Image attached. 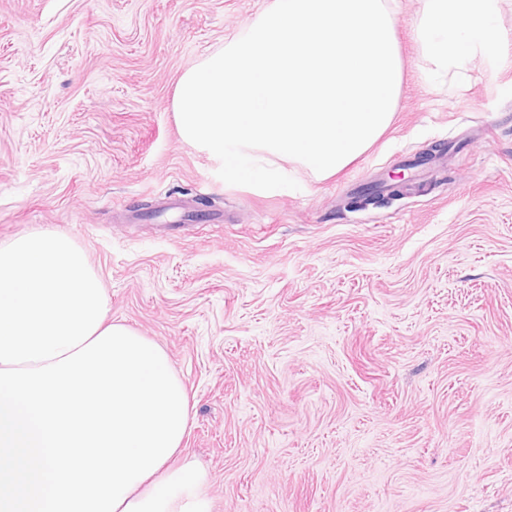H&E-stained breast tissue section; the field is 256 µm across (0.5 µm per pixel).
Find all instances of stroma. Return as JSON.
Wrapping results in <instances>:
<instances>
[{"mask_svg":"<svg viewBox=\"0 0 512 512\" xmlns=\"http://www.w3.org/2000/svg\"><path fill=\"white\" fill-rule=\"evenodd\" d=\"M270 0H0V243L71 235L190 405L212 512H512V0L434 77L398 0L383 136L295 190L182 140V74ZM407 170L413 189L352 209Z\"/></svg>","mask_w":512,"mask_h":512,"instance_id":"stroma-1","label":"stroma"}]
</instances>
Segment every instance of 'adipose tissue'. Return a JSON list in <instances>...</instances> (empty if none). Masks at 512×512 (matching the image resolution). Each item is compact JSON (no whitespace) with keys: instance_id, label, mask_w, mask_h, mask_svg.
<instances>
[{"instance_id":"1","label":"adipose tissue","mask_w":512,"mask_h":512,"mask_svg":"<svg viewBox=\"0 0 512 512\" xmlns=\"http://www.w3.org/2000/svg\"><path fill=\"white\" fill-rule=\"evenodd\" d=\"M495 0H430L413 35L436 73L459 67L495 42L488 22Z\"/></svg>"}]
</instances>
